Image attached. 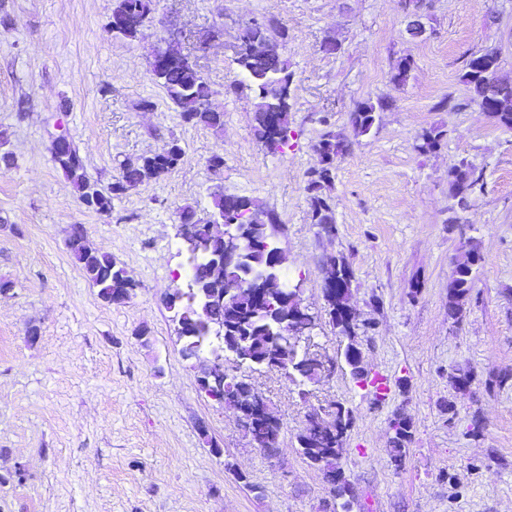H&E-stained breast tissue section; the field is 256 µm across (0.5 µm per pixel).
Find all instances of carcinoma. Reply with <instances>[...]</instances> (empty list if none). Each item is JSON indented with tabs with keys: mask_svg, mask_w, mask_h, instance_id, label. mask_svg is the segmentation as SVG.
<instances>
[{
	"mask_svg": "<svg viewBox=\"0 0 512 512\" xmlns=\"http://www.w3.org/2000/svg\"><path fill=\"white\" fill-rule=\"evenodd\" d=\"M152 0H115L112 10V32L128 40H134L140 33V24L151 18ZM288 27L277 20L271 25H262L253 20L244 25L240 35V51L236 53L235 79L229 85L234 92L245 90L254 93L257 99L253 116L255 138L268 152L275 154L288 146L290 135V112H292L291 84L292 71L288 58L280 56L270 59L266 56L267 43L278 39L288 42ZM174 60V64L162 72H151L152 81L166 93L176 108L182 122L201 125L212 129L224 126V113L212 108L214 94L209 83L195 64L173 45L157 49ZM498 55L482 51L472 55L466 63L464 82L468 85L472 99L500 126L512 128V83L497 77ZM386 104L365 100L358 103L351 112L350 120L358 134L370 132L376 123L377 113ZM275 108L279 111V127L273 129L265 121V113ZM319 165L307 172L306 190L310 208L311 223L335 224V203L327 190L332 188L336 159L343 154L344 145L336 139V132L325 131L315 144ZM183 157V149L175 139L168 148L158 154L145 156L133 166L121 167L120 175L112 183L110 191L102 192L84 172L81 157L73 145L68 151L54 156L59 166L72 178L79 191L81 202L89 209L109 215L112 200L128 190L150 180H158L173 170ZM448 181L459 206L467 202L469 191L478 183L474 171L460 163L448 171ZM243 215L239 224L250 239L240 261L221 268L215 265L224 252V237L213 228L208 219L197 217L190 206L182 208L181 222L196 225L200 251L192 255L193 263L187 288H175L167 296V302L175 303L174 317L178 323L183 357L200 359V352L207 345L218 342L219 348L235 357L250 369L262 368L263 360L270 355L279 356L286 366V378L296 386H305L319 380L322 367L316 359L299 354L292 337L288 336V325L292 324V304L275 296L271 310L256 314L251 308V285L260 278L282 275V264L274 262V256L267 245L278 243L282 231L278 215L262 209L255 200L244 196L217 195L214 198L216 216ZM68 248L89 281L99 288V296L108 303H114L123 294L134 288L125 276L124 268L117 265L111 256L99 253L86 245L83 225L75 224L68 239ZM482 260L478 244L471 242L457 261L455 277L448 287V317L458 320L465 301L475 284V267ZM330 262L336 267V275L343 287L336 289L337 301L346 302L351 296L353 271L344 257L331 255ZM226 282H239V288H225ZM211 290L224 292V301L209 304L205 293ZM338 335L347 340L344 359L350 368L355 384L363 380L360 350L353 329L337 328ZM237 384L224 389V399L219 404L236 412L245 403ZM324 427L317 431L307 426L297 436L298 450L307 463L323 472L336 476L333 491L335 497L343 500L342 510L349 509L345 496L350 493L344 473L339 466L347 431L351 427L353 411L341 404L331 405L325 412ZM393 435L390 440L391 458L400 464L412 437V422L403 414H396L390 420ZM277 432L270 428L253 431L254 447L271 451L278 445Z\"/></svg>",
	"mask_w": 512,
	"mask_h": 512,
	"instance_id": "1",
	"label": "carcinoma"
}]
</instances>
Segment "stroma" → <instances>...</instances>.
Returning a JSON list of instances; mask_svg holds the SVG:
<instances>
[{
	"mask_svg": "<svg viewBox=\"0 0 512 512\" xmlns=\"http://www.w3.org/2000/svg\"><path fill=\"white\" fill-rule=\"evenodd\" d=\"M114 3L0 0V142L11 154L0 163V280L12 284L0 293V512H337L296 442L309 416L334 403L354 411L341 458L350 512H512V129L463 80L485 49L512 80V0H430L419 37L406 29L404 0H153L132 41L107 27ZM269 16L289 29L282 53L294 74L292 132L277 154L254 137L253 94L228 88L241 28ZM171 41L209 82L222 129L181 122L152 82L153 53ZM328 41L336 52L324 51ZM403 57L413 70L401 84L392 75ZM144 99L153 110L139 109ZM367 99L387 107L358 135L350 114ZM329 129L347 149L327 239L309 219L306 173ZM430 129L440 144L420 153ZM62 130L104 190L121 165L171 140L184 157L107 216L86 208L55 162ZM216 153L219 175L208 166ZM462 162L481 179L460 208L448 171ZM218 193L279 216L285 271L316 318L300 345L326 367L304 393L279 371L249 372L281 423L271 453L199 391L164 303L189 272L180 210L209 216ZM76 224L127 270L135 288L124 303L105 302L70 253ZM472 241L483 259L455 321L448 285ZM329 253L354 272L362 360L391 383L383 401L356 386L344 361L323 300ZM461 368L474 382L457 396ZM398 411L413 424L399 465L389 429ZM202 425L220 453L202 445Z\"/></svg>",
	"mask_w": 512,
	"mask_h": 512,
	"instance_id": "35a3bbf8",
	"label": "stroma"
}]
</instances>
